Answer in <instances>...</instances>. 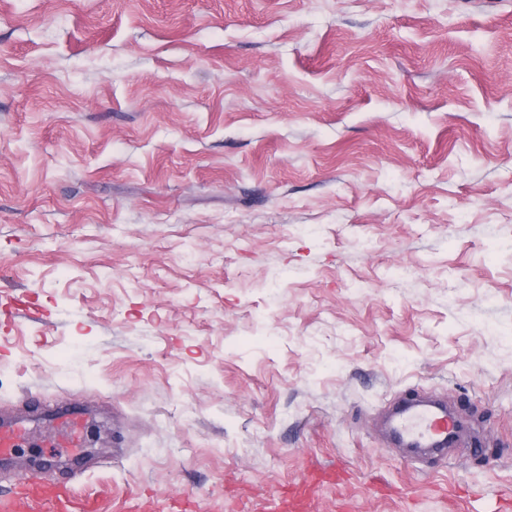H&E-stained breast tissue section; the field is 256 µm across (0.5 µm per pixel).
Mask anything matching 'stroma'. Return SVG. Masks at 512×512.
Wrapping results in <instances>:
<instances>
[{"label":"stroma","mask_w":512,"mask_h":512,"mask_svg":"<svg viewBox=\"0 0 512 512\" xmlns=\"http://www.w3.org/2000/svg\"><path fill=\"white\" fill-rule=\"evenodd\" d=\"M443 398L480 451L381 432ZM99 512L512 503V0H0V414ZM87 420L82 414L68 416H52L47 419V428L55 430L60 427L68 439L69 446H54L53 448H84L82 446L83 430Z\"/></svg>","instance_id":"stroma-1"}]
</instances>
